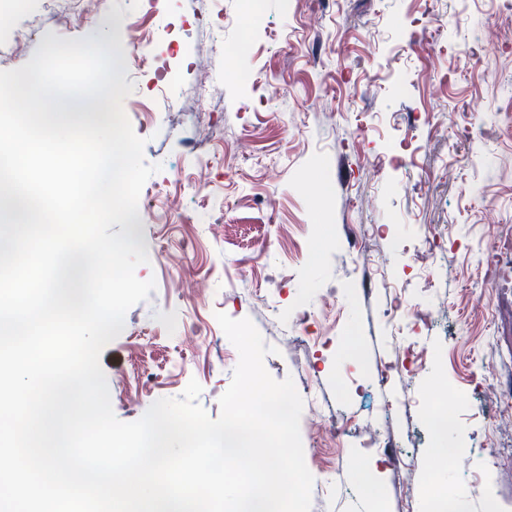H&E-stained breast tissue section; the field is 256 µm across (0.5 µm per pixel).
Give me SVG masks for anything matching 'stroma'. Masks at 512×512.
<instances>
[{
  "instance_id": "stroma-1",
  "label": "stroma",
  "mask_w": 512,
  "mask_h": 512,
  "mask_svg": "<svg viewBox=\"0 0 512 512\" xmlns=\"http://www.w3.org/2000/svg\"><path fill=\"white\" fill-rule=\"evenodd\" d=\"M449 51L424 50L432 21ZM132 48L123 111L145 139V183L130 225L155 279L100 355L115 416L140 419L197 380L220 414L239 353L215 315L250 319L305 408L345 431L336 448L303 437L311 512H430L441 490L464 512H512V11L498 0H23L0 14V70L50 37ZM383 166L374 175V166ZM446 235L425 253L431 226ZM370 266H362L357 249ZM434 310L436 322L416 319ZM413 344L394 370L395 339ZM497 392L484 400L485 386ZM410 403L396 399L404 389ZM455 396L448 443L470 471L432 473L428 418ZM391 414H384L386 402ZM376 422L387 451L362 447ZM369 460L380 487L353 469Z\"/></svg>"
}]
</instances>
